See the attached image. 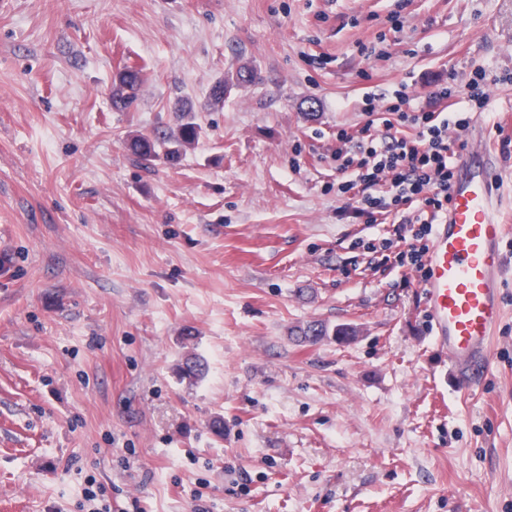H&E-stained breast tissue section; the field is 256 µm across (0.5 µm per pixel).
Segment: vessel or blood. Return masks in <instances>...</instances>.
<instances>
[{
    "mask_svg": "<svg viewBox=\"0 0 512 512\" xmlns=\"http://www.w3.org/2000/svg\"><path fill=\"white\" fill-rule=\"evenodd\" d=\"M484 131L476 123L472 147L456 158L448 214L435 229L422 285L431 332L464 393L493 368L490 343L502 315L506 227L496 215L499 172Z\"/></svg>",
    "mask_w": 512,
    "mask_h": 512,
    "instance_id": "obj_1",
    "label": "vessel or blood"
}]
</instances>
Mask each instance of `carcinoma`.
Returning <instances> with one entry per match:
<instances>
[{
    "mask_svg": "<svg viewBox=\"0 0 512 512\" xmlns=\"http://www.w3.org/2000/svg\"><path fill=\"white\" fill-rule=\"evenodd\" d=\"M144 83L141 70L134 67H125L117 71L112 77L110 99L112 109L125 112L137 100L138 92ZM233 79L221 78L211 87L207 107L220 109L224 107V97L232 89ZM179 112L180 124L178 132H171L166 127H156L148 135H136L128 142V150L138 161L145 165L166 156L174 158L180 155L197 136V126L193 121L194 106L189 103H179L175 107ZM345 338L351 332L345 328L329 329L321 321H310L293 331V336L301 342H316L328 335Z\"/></svg>",
    "mask_w": 512,
    "mask_h": 512,
    "instance_id": "obj_1",
    "label": "carcinoma"
}]
</instances>
